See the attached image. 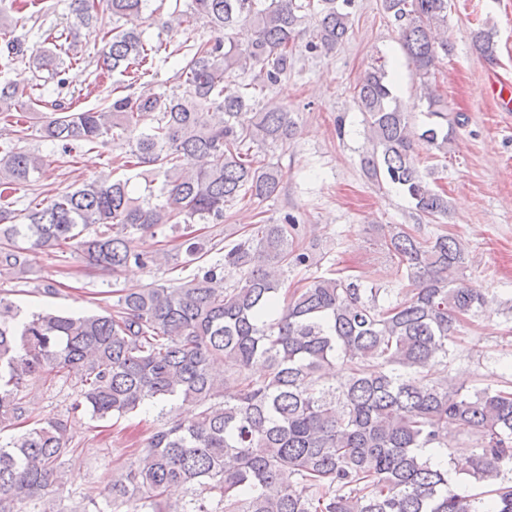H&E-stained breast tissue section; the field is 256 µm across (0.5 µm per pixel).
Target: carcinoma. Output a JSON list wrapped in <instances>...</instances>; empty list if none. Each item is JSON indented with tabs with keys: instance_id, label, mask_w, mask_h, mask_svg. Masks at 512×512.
<instances>
[{
	"instance_id": "carcinoma-1",
	"label": "carcinoma",
	"mask_w": 512,
	"mask_h": 512,
	"mask_svg": "<svg viewBox=\"0 0 512 512\" xmlns=\"http://www.w3.org/2000/svg\"><path fill=\"white\" fill-rule=\"evenodd\" d=\"M150 0H71L83 21L104 29L99 61L124 77L123 94L102 108L73 111L60 54L37 50L29 60L56 81L52 112L38 133L69 149L124 139L117 168L142 169L161 180L165 202L131 196L128 180L106 176L24 209L12 193L28 186L42 156L0 150V275L22 272L31 248L69 246L88 264L114 275L131 264L166 260L138 248L136 238L183 228L186 279L116 291L104 314L44 310L30 316L0 295V512H64L56 495L63 458L77 446L69 421L47 417L29 429L27 403L36 381L80 375L71 410L100 421L144 404L179 400L197 412L162 413L135 461L101 492L109 512H512V383L498 389L457 386L448 373L449 345L488 295L469 285L464 243L446 232L424 238L407 224L383 229L387 255L402 274L393 302L388 290L357 276H317L286 286L290 268L309 251L294 241L296 220L258 224L234 244L208 246L194 224H222L224 210L246 195L260 201L280 191L282 174L258 161L253 148L296 135L291 113L260 95L292 69L302 21L300 0H191L174 10L176 24L203 23L211 39L177 45L184 94L137 91L160 47H148L132 21ZM354 0H318V24L307 52L328 56L347 39ZM397 29L419 100L431 122L411 130V113L393 92L382 65L355 87L369 148L361 165L378 187L397 186L431 220L448 214V196L420 169L416 142L448 151L453 128L429 83L448 55V0H381ZM254 31L245 46L228 31ZM475 52L494 58L490 30L473 33ZM0 56L7 69L25 55L12 39ZM245 80L229 86L230 75ZM18 89L0 80V121L23 108ZM155 114L156 125L139 129ZM348 375L336 377V363ZM471 437L475 452L454 470L483 491L452 489L448 465L427 448L444 449L450 432Z\"/></svg>"
}]
</instances>
